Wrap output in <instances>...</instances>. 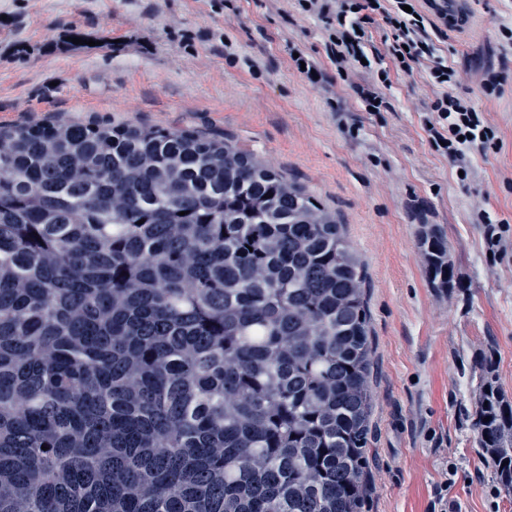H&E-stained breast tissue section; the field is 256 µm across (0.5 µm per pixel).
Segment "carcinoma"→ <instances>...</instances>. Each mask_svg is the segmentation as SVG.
<instances>
[{
    "label": "carcinoma",
    "mask_w": 512,
    "mask_h": 512,
    "mask_svg": "<svg viewBox=\"0 0 512 512\" xmlns=\"http://www.w3.org/2000/svg\"><path fill=\"white\" fill-rule=\"evenodd\" d=\"M421 247L451 287L442 231ZM363 280L336 214L249 149L0 127V512H360ZM476 367L509 496L512 399Z\"/></svg>",
    "instance_id": "cac0c4a2"
}]
</instances>
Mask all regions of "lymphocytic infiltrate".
Listing matches in <instances>:
<instances>
[{
	"instance_id": "f902f5d3",
	"label": "lymphocytic infiltrate",
	"mask_w": 512,
	"mask_h": 512,
	"mask_svg": "<svg viewBox=\"0 0 512 512\" xmlns=\"http://www.w3.org/2000/svg\"><path fill=\"white\" fill-rule=\"evenodd\" d=\"M416 0H299L305 11L318 12L321 17H334L337 28L329 36L330 58L336 64L351 62L360 65L365 58L364 24L370 23L372 14L383 15L392 27L391 55L399 70H410L421 58L433 59L430 76L443 92L429 106L435 116L428 122L431 142L440 146L449 161L459 171H467L468 154L496 148L495 133L485 125L479 112L468 100L449 93L455 71L442 58L428 31L448 21L447 0H423L424 9H415Z\"/></svg>"
}]
</instances>
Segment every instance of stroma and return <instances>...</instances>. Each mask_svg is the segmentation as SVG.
<instances>
[{"mask_svg":"<svg viewBox=\"0 0 512 512\" xmlns=\"http://www.w3.org/2000/svg\"><path fill=\"white\" fill-rule=\"evenodd\" d=\"M472 30L431 31L499 145L460 178L426 132L430 61L392 68L391 28L367 27L390 79L340 75L320 17L298 0H0V126L135 124L193 130L253 149L336 212L365 269L371 409L361 512H512L472 429L476 356L494 353L512 398V227L489 244L478 221L512 224V0H470ZM87 42L65 48L70 31ZM323 71L300 73L292 50ZM500 92L485 97L486 69ZM384 103L367 111L357 86ZM448 241L451 289L430 283L420 238Z\"/></svg>","mask_w":512,"mask_h":512,"instance_id":"stroma-1","label":"stroma"}]
</instances>
